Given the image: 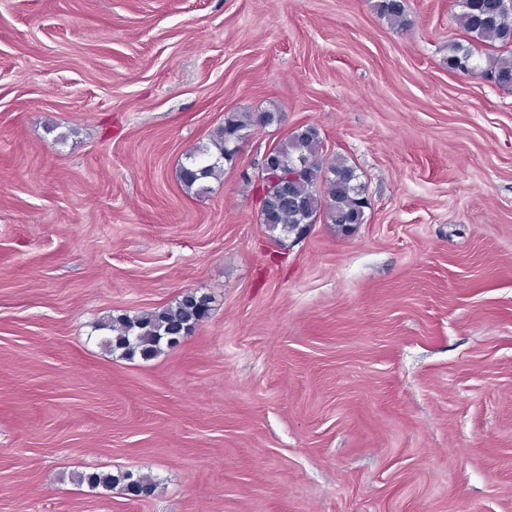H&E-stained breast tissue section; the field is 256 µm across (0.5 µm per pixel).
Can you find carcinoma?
<instances>
[{
	"label": "carcinoma",
	"mask_w": 512,
	"mask_h": 512,
	"mask_svg": "<svg viewBox=\"0 0 512 512\" xmlns=\"http://www.w3.org/2000/svg\"><path fill=\"white\" fill-rule=\"evenodd\" d=\"M460 12L457 22L463 29L467 44L448 43L446 65L448 70L474 73L479 68L472 48L476 45L499 46L503 51L486 58V72L503 87H512V0H457ZM379 16L403 30L411 26L405 0H377ZM279 121L275 112H228L224 124L212 134L210 142L189 154L179 170L180 180L189 192L208 190L205 181L217 179L223 172V162L234 158L237 150L231 145L248 136L256 126H267ZM300 160L308 166L293 181L288 195L270 194L264 197L260 223L278 242L295 237V228L306 224L308 218L323 213L326 223L346 232L345 220L364 223L367 207L365 185L356 169L341 156L324 153L320 131L313 125L294 130L279 146L273 148L267 163L269 173L284 174L276 166L275 158ZM209 315V300L205 295L188 293L173 304L134 314L123 313L100 325L110 332L106 339L112 352L123 358L139 357L149 360L164 349L174 346L166 341L169 336L184 338L191 335ZM75 480L91 489L110 490L116 484L127 493L141 496L153 490L151 480L139 473L126 471L117 475L98 471L77 473Z\"/></svg>",
	"instance_id": "cac0c4a2"
}]
</instances>
